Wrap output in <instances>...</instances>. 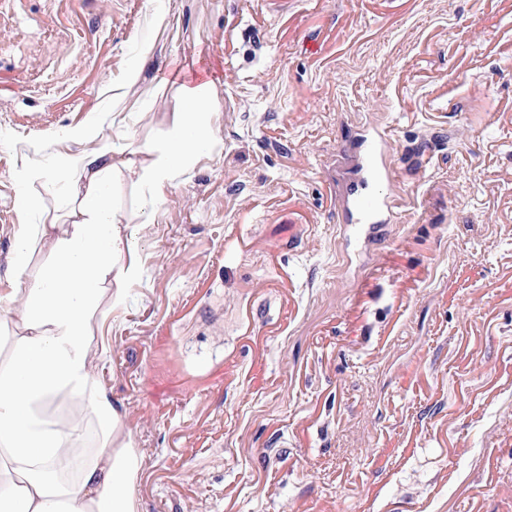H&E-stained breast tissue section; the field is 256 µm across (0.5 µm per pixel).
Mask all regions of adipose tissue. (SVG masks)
<instances>
[{"label":"adipose tissue","instance_id":"obj_1","mask_svg":"<svg viewBox=\"0 0 512 512\" xmlns=\"http://www.w3.org/2000/svg\"><path fill=\"white\" fill-rule=\"evenodd\" d=\"M187 108L162 147L120 160L104 144L59 162L68 172L70 224H33L16 236L12 263L25 272L36 250L51 261L27 288L24 335L0 358V512H138L143 466L119 407L95 377L88 326L107 281L134 272L131 235L111 205L117 178L163 192L171 171L210 149L217 98L203 83L182 87Z\"/></svg>","mask_w":512,"mask_h":512}]
</instances>
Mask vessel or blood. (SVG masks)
<instances>
[{"mask_svg":"<svg viewBox=\"0 0 512 512\" xmlns=\"http://www.w3.org/2000/svg\"><path fill=\"white\" fill-rule=\"evenodd\" d=\"M391 144L390 133L370 127L358 134L355 151L343 156L346 176L338 201L341 232L360 247L380 241L397 209L405 204L388 191L394 179Z\"/></svg>","mask_w":512,"mask_h":512,"instance_id":"vessel-or-blood-1","label":"vessel or blood"}]
</instances>
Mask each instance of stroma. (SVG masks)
<instances>
[{
	"instance_id": "35a3bbf8",
	"label": "stroma",
	"mask_w": 512,
	"mask_h": 512,
	"mask_svg": "<svg viewBox=\"0 0 512 512\" xmlns=\"http://www.w3.org/2000/svg\"><path fill=\"white\" fill-rule=\"evenodd\" d=\"M511 34L498 0H0L2 335L50 262L17 273L14 236L67 223L44 179L96 147L63 130L128 158L180 121L183 83L223 104L153 214L148 184L112 196L135 273L90 332L145 457L139 512H512ZM364 123L395 127L416 206L358 256L325 184Z\"/></svg>"
}]
</instances>
